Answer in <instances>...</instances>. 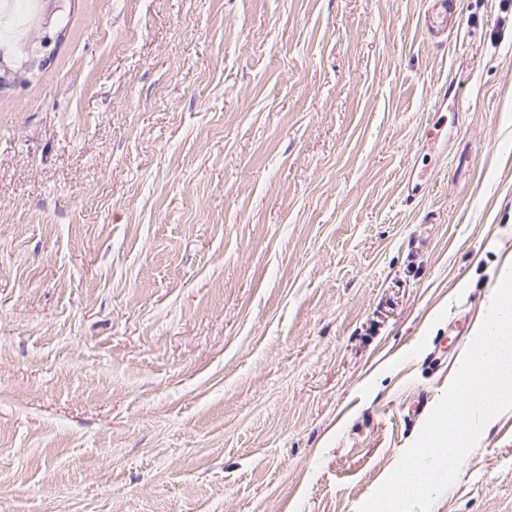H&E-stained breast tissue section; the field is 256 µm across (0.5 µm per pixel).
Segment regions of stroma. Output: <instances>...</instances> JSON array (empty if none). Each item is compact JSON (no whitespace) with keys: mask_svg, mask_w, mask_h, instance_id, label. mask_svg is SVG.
<instances>
[{"mask_svg":"<svg viewBox=\"0 0 512 512\" xmlns=\"http://www.w3.org/2000/svg\"><path fill=\"white\" fill-rule=\"evenodd\" d=\"M448 10L60 0L0 89V512H358L512 265V0ZM430 512H512V409Z\"/></svg>","mask_w":512,"mask_h":512,"instance_id":"35a3bbf8","label":"stroma"}]
</instances>
